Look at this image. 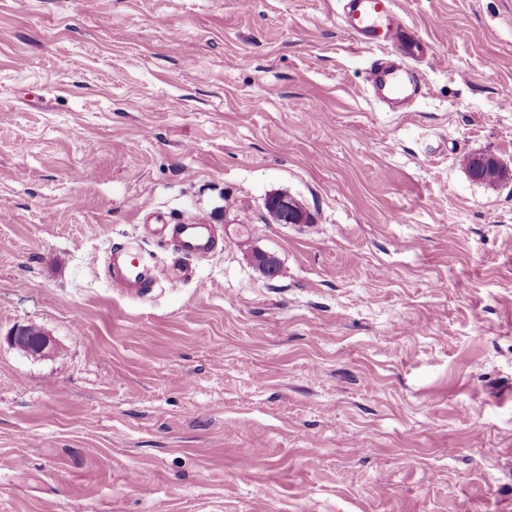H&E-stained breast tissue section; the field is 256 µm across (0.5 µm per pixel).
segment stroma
<instances>
[{"instance_id":"35a3bbf8","label":"stroma","mask_w":512,"mask_h":512,"mask_svg":"<svg viewBox=\"0 0 512 512\" xmlns=\"http://www.w3.org/2000/svg\"><path fill=\"white\" fill-rule=\"evenodd\" d=\"M398 3L410 112L339 0H0V512H512V0ZM269 206L274 211L275 221L278 224H304L308 223L307 215L299 212L296 213L293 208V203L296 209H302V206L298 201L293 199V203L291 197L287 194H274L267 199ZM152 236L171 242L186 257L206 253L216 256L212 241V224L204 216H197L190 224H146ZM112 286L133 293H143L153 287L151 265L139 247L129 243L112 251ZM8 339L12 346L27 352L35 348L43 354L50 348V340L46 336L36 342H33L28 336L26 327L16 328Z\"/></svg>"}]
</instances>
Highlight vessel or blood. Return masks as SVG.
<instances>
[{"label":"vessel or blood","mask_w":512,"mask_h":512,"mask_svg":"<svg viewBox=\"0 0 512 512\" xmlns=\"http://www.w3.org/2000/svg\"><path fill=\"white\" fill-rule=\"evenodd\" d=\"M339 21L361 45L374 51L375 57L366 71V84L381 102L406 106L421 95V84L406 79L402 66L390 59L392 51H400L409 58L418 48L398 0H341ZM150 233L173 243L182 255L190 258L215 252L212 226L203 216L188 224H154ZM112 285L133 293L152 288L151 266L139 247L126 244L113 250Z\"/></svg>","instance_id":"1"}]
</instances>
